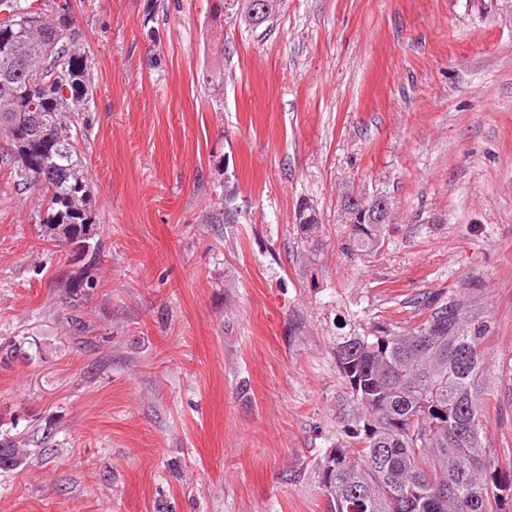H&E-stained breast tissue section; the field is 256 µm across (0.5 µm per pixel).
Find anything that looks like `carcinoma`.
<instances>
[{"mask_svg":"<svg viewBox=\"0 0 512 512\" xmlns=\"http://www.w3.org/2000/svg\"><path fill=\"white\" fill-rule=\"evenodd\" d=\"M0 0V137L14 177L47 198L46 242L84 246L91 236L78 127L91 92L89 59L74 43L70 0ZM351 248L381 244L372 224H352ZM489 321L460 299L436 297L412 328L379 327L336 346L357 414L348 429L354 455L324 456L328 512H512V481L499 477L484 446L481 418ZM27 441L0 439V469L15 470Z\"/></svg>","mask_w":512,"mask_h":512,"instance_id":"obj_1","label":"carcinoma"}]
</instances>
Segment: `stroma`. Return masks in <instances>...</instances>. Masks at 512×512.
Masks as SVG:
<instances>
[{
  "label": "stroma",
  "mask_w": 512,
  "mask_h": 512,
  "mask_svg": "<svg viewBox=\"0 0 512 512\" xmlns=\"http://www.w3.org/2000/svg\"><path fill=\"white\" fill-rule=\"evenodd\" d=\"M72 5L94 233L44 241L0 166V436L53 431L0 471V512H327L355 411L336 345L428 294L490 322L481 438L512 476V0H281L259 28L215 0ZM347 192L390 204L373 251Z\"/></svg>",
  "instance_id": "obj_1"
}]
</instances>
